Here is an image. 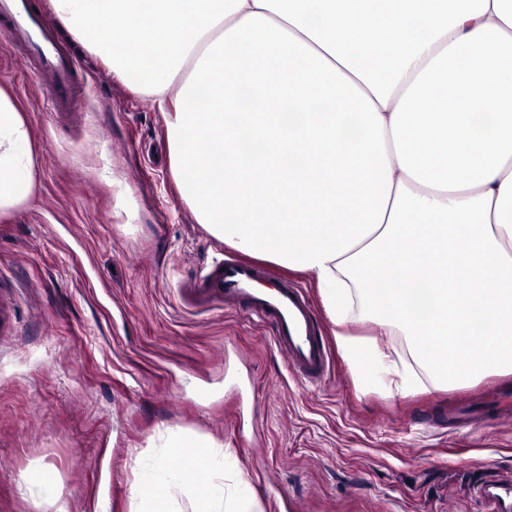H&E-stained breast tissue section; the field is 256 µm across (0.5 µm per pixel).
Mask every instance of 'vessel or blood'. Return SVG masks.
<instances>
[{
  "instance_id": "b4317fda",
  "label": "vessel or blood",
  "mask_w": 512,
  "mask_h": 512,
  "mask_svg": "<svg viewBox=\"0 0 512 512\" xmlns=\"http://www.w3.org/2000/svg\"><path fill=\"white\" fill-rule=\"evenodd\" d=\"M0 18L12 28L13 48L25 55L38 75L49 80L53 111H70L78 62L52 37L48 19L33 12L29 0H0ZM266 277L256 265L221 258L200 272L195 286L203 305L240 303L258 318L271 321L274 343L293 370L310 381L321 379L328 365L327 354L316 334L308 300L300 289L285 282L269 293L259 289V281Z\"/></svg>"
}]
</instances>
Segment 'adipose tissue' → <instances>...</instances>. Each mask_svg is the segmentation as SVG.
Listing matches in <instances>:
<instances>
[{"label": "adipose tissue", "mask_w": 512, "mask_h": 512, "mask_svg": "<svg viewBox=\"0 0 512 512\" xmlns=\"http://www.w3.org/2000/svg\"><path fill=\"white\" fill-rule=\"evenodd\" d=\"M98 29L115 78L165 111L169 170L197 222L312 274L353 367L415 372L354 337L356 313L413 339L438 384L512 372V0H52ZM480 111H473V98ZM35 134L0 85V215L25 205ZM136 512H262L228 452L172 436Z\"/></svg>", "instance_id": "ef3b65f1"}]
</instances>
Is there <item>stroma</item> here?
<instances>
[{
	"label": "stroma",
	"instance_id": "35a3bbf8",
	"mask_svg": "<svg viewBox=\"0 0 512 512\" xmlns=\"http://www.w3.org/2000/svg\"><path fill=\"white\" fill-rule=\"evenodd\" d=\"M77 111L0 28V84L37 136L32 199L0 216V512H134L137 459L180 433L229 448L263 512H512L478 495L512 478V374L448 386L365 385L336 343L308 273L272 265L308 298L329 348L300 379L270 324L239 306L200 310L183 283L216 252L169 172L153 97L117 80L89 34Z\"/></svg>",
	"mask_w": 512,
	"mask_h": 512
}]
</instances>
